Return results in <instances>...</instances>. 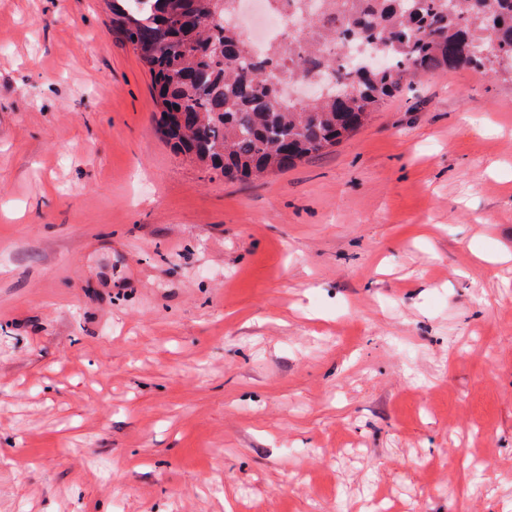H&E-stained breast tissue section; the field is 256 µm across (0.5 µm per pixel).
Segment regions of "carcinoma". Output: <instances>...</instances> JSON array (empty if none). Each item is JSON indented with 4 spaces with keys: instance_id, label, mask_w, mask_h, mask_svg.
<instances>
[{
    "instance_id": "carcinoma-1",
    "label": "carcinoma",
    "mask_w": 512,
    "mask_h": 512,
    "mask_svg": "<svg viewBox=\"0 0 512 512\" xmlns=\"http://www.w3.org/2000/svg\"><path fill=\"white\" fill-rule=\"evenodd\" d=\"M236 0H112L120 29L151 77L157 126L176 152L226 182L282 172L368 123L420 77L469 69L512 81V0H327L336 26L314 30L295 52L258 53L227 19ZM375 45L384 66L346 69L325 40ZM334 73L315 97L287 99L279 74Z\"/></svg>"
}]
</instances>
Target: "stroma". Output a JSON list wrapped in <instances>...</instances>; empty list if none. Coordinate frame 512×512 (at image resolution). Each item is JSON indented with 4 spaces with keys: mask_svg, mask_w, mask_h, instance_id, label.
Masks as SVG:
<instances>
[{
    "mask_svg": "<svg viewBox=\"0 0 512 512\" xmlns=\"http://www.w3.org/2000/svg\"><path fill=\"white\" fill-rule=\"evenodd\" d=\"M107 0H0V512H512V83L210 178Z\"/></svg>",
    "mask_w": 512,
    "mask_h": 512,
    "instance_id": "35a3bbf8",
    "label": "stroma"
}]
</instances>
